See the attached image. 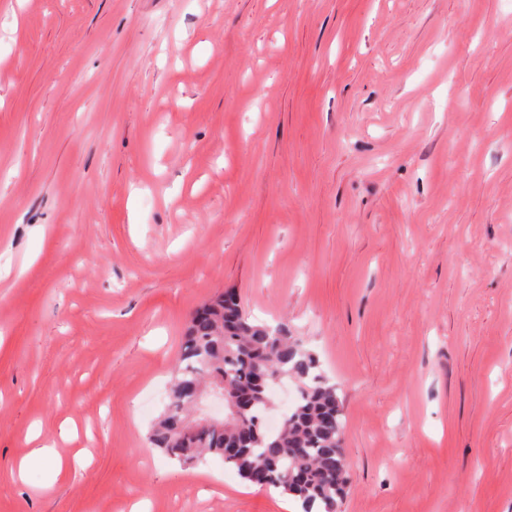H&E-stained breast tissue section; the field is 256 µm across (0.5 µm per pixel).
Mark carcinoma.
<instances>
[{"mask_svg":"<svg viewBox=\"0 0 512 512\" xmlns=\"http://www.w3.org/2000/svg\"><path fill=\"white\" fill-rule=\"evenodd\" d=\"M296 383L298 397L280 427L265 425L278 381ZM224 391L236 411L217 428L191 427L199 393ZM345 413L338 386L321 370L315 352L288 334L252 321L233 290L195 309L174 367L168 403L148 443L182 465L214 454L242 480L275 489L301 503L303 512H340L350 487L345 467Z\"/></svg>","mask_w":512,"mask_h":512,"instance_id":"obj_1","label":"carcinoma"}]
</instances>
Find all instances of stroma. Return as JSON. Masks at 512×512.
<instances>
[{
    "label": "stroma",
    "mask_w": 512,
    "mask_h": 512,
    "mask_svg": "<svg viewBox=\"0 0 512 512\" xmlns=\"http://www.w3.org/2000/svg\"><path fill=\"white\" fill-rule=\"evenodd\" d=\"M227 289L338 385L340 512H512V0H0V512H297L147 441ZM40 461L48 464L54 478H58L66 472L67 465L64 464L63 459L56 453L55 449L51 446L38 442L33 446L30 453L23 458L18 464V472L20 476L26 473V466L30 462Z\"/></svg>",
    "instance_id": "35a3bbf8"
}]
</instances>
